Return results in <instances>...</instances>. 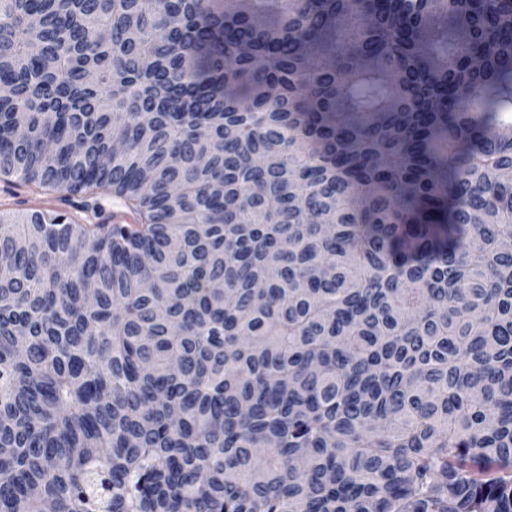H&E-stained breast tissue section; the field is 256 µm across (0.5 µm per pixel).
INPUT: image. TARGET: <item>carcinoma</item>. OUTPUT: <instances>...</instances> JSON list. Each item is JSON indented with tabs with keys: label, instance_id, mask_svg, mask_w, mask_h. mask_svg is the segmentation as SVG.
<instances>
[{
	"label": "carcinoma",
	"instance_id": "carcinoma-1",
	"mask_svg": "<svg viewBox=\"0 0 512 512\" xmlns=\"http://www.w3.org/2000/svg\"><path fill=\"white\" fill-rule=\"evenodd\" d=\"M0 512H512V0H0ZM80 197L68 193H53L39 195L21 181H0V214L28 213L37 209H51L64 211L76 219L89 218L91 222L104 221V224H113L112 214L118 212L124 214L125 209L115 200L106 197L101 200L102 212L98 218L91 213L82 212L78 205Z\"/></svg>",
	"mask_w": 512,
	"mask_h": 512
}]
</instances>
